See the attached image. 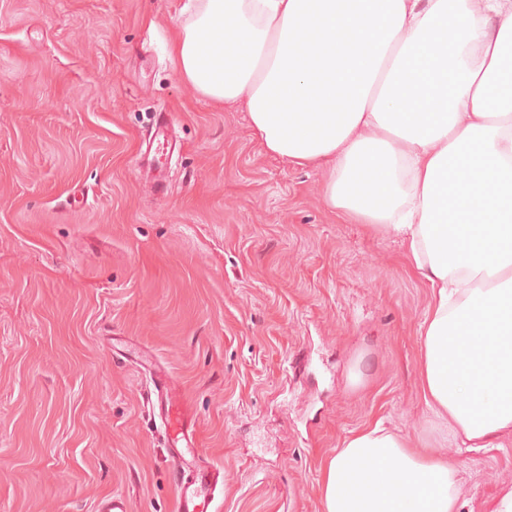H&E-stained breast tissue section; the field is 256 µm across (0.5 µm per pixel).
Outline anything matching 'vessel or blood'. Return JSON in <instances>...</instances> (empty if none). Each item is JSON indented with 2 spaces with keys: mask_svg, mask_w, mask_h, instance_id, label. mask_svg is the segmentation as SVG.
Instances as JSON below:
<instances>
[{
  "mask_svg": "<svg viewBox=\"0 0 512 512\" xmlns=\"http://www.w3.org/2000/svg\"><path fill=\"white\" fill-rule=\"evenodd\" d=\"M138 358L152 385L149 408L164 426L176 485L175 510L211 512L216 493L224 486V470L203 458L196 423L185 408L186 398L174 386L168 371L150 353H139Z\"/></svg>",
  "mask_w": 512,
  "mask_h": 512,
  "instance_id": "obj_1",
  "label": "vessel or blood"
}]
</instances>
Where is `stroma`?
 <instances>
[{"mask_svg": "<svg viewBox=\"0 0 512 512\" xmlns=\"http://www.w3.org/2000/svg\"><path fill=\"white\" fill-rule=\"evenodd\" d=\"M187 0H0V512H175L147 347L180 386L215 512H322L326 462L374 424L423 447L430 290L399 242L329 209L171 47ZM172 123L164 191L139 168ZM435 451L458 512L512 489V434Z\"/></svg>", "mask_w": 512, "mask_h": 512, "instance_id": "stroma-1", "label": "stroma"}]
</instances>
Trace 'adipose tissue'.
Here are the masks:
<instances>
[{
	"mask_svg": "<svg viewBox=\"0 0 512 512\" xmlns=\"http://www.w3.org/2000/svg\"><path fill=\"white\" fill-rule=\"evenodd\" d=\"M173 55L268 155L322 168L328 207L401 238L432 290V432L512 433V0H195ZM459 482L377 425L325 467L322 510L458 512Z\"/></svg>",
	"mask_w": 512,
	"mask_h": 512,
	"instance_id": "1",
	"label": "adipose tissue"
}]
</instances>
